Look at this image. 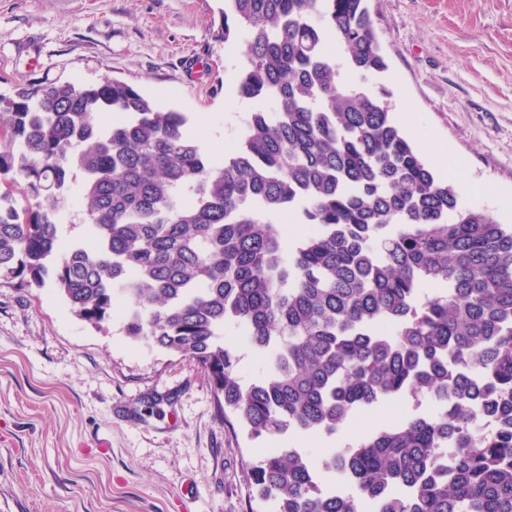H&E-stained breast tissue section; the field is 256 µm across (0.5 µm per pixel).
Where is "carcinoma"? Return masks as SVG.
<instances>
[{"mask_svg":"<svg viewBox=\"0 0 512 512\" xmlns=\"http://www.w3.org/2000/svg\"><path fill=\"white\" fill-rule=\"evenodd\" d=\"M223 18L243 46L237 95L256 106L220 161L184 113L119 79L0 95V277H52L95 327L123 305L126 335L194 360L252 438L428 403L328 450L347 492L295 450L262 455L248 480L273 512H512V225L461 206L386 90H365L387 70L367 0H224ZM74 170L94 248L59 258ZM287 211L311 226L289 256L271 222ZM229 325L264 361L250 384Z\"/></svg>","mask_w":512,"mask_h":512,"instance_id":"carcinoma-1","label":"carcinoma"}]
</instances>
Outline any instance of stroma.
<instances>
[{
  "label": "stroma",
  "mask_w": 512,
  "mask_h": 512,
  "mask_svg": "<svg viewBox=\"0 0 512 512\" xmlns=\"http://www.w3.org/2000/svg\"><path fill=\"white\" fill-rule=\"evenodd\" d=\"M224 0H0V94L32 81L122 80L187 113L206 152L238 145L248 112L235 93L242 46L218 31ZM405 134L421 130L462 164L465 207L512 224V0H369ZM82 176L58 224L85 240ZM121 310L93 327L52 283L0 278V512H271L250 497L267 449L321 461L415 411L406 396L356 413L335 435L252 440L215 415L214 390L187 357L126 336Z\"/></svg>",
  "instance_id": "obj_1"
}]
</instances>
